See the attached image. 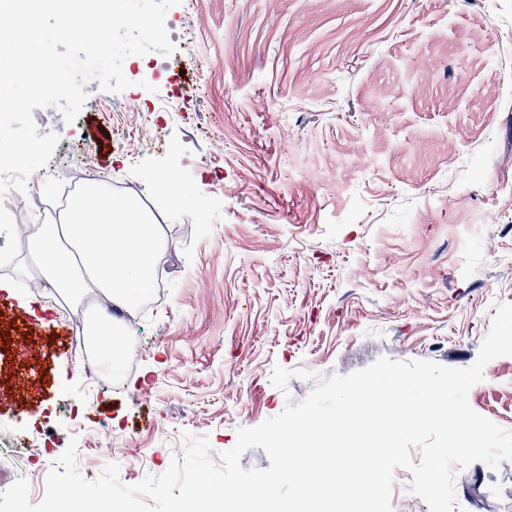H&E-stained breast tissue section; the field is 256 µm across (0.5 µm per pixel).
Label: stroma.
I'll use <instances>...</instances> for the list:
<instances>
[{
  "label": "stroma",
  "mask_w": 512,
  "mask_h": 512,
  "mask_svg": "<svg viewBox=\"0 0 512 512\" xmlns=\"http://www.w3.org/2000/svg\"><path fill=\"white\" fill-rule=\"evenodd\" d=\"M166 26L176 84L127 62L133 87L89 83L74 122L33 111L59 142L41 207L16 202L15 222L54 219L61 169L130 183L164 226L168 274L117 388L34 318L44 297L0 293V492L73 438L86 479L113 455L125 485L182 458L184 435L229 450L309 394L300 369L469 367L512 302V0H183ZM144 81L162 111H138ZM485 370L469 404L512 430V356ZM102 422L117 445L91 436ZM33 435L48 449L30 462L17 443ZM455 492L463 512H512V460L458 471Z\"/></svg>",
  "instance_id": "1"
}]
</instances>
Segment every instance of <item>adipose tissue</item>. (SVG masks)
<instances>
[{
    "instance_id": "adipose-tissue-1",
    "label": "adipose tissue",
    "mask_w": 512,
    "mask_h": 512,
    "mask_svg": "<svg viewBox=\"0 0 512 512\" xmlns=\"http://www.w3.org/2000/svg\"><path fill=\"white\" fill-rule=\"evenodd\" d=\"M26 248L64 300L97 298L91 334L99 360L107 362L116 353L118 311L149 288L168 241L137 201L113 197L92 180L59 223L29 225Z\"/></svg>"
}]
</instances>
